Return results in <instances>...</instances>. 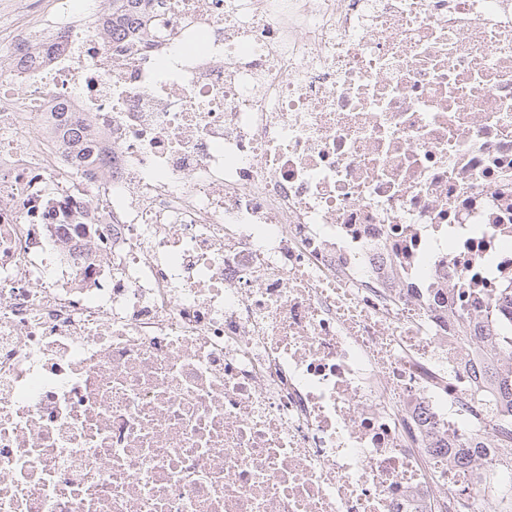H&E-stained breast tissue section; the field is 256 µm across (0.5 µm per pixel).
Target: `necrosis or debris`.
<instances>
[{
    "mask_svg": "<svg viewBox=\"0 0 512 512\" xmlns=\"http://www.w3.org/2000/svg\"><path fill=\"white\" fill-rule=\"evenodd\" d=\"M511 290L512 0H0V512H497ZM502 322L498 336H490V343H494L501 348L512 350V300L510 303L503 304L499 307ZM477 372L481 374V377H488L493 380L496 399L502 404L503 408L496 425L502 433L510 434L512 439V364L492 369V371L489 369L487 371V369L481 367H479V371H476L474 368V375L477 376Z\"/></svg>",
    "mask_w": 512,
    "mask_h": 512,
    "instance_id": "4bbe7bcc",
    "label": "necrosis or debris"
}]
</instances>
